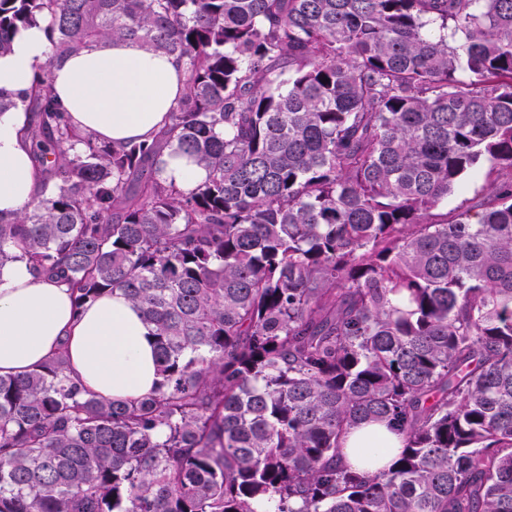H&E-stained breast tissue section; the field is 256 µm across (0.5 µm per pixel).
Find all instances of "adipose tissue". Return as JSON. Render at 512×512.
<instances>
[{
	"label": "adipose tissue",
	"instance_id": "adipose-tissue-1",
	"mask_svg": "<svg viewBox=\"0 0 512 512\" xmlns=\"http://www.w3.org/2000/svg\"><path fill=\"white\" fill-rule=\"evenodd\" d=\"M49 46L45 25L20 29L10 52L0 55V90H28ZM51 77L72 124L108 142L152 137L187 91L174 57L133 41L93 43L59 61ZM26 122L20 108L0 114V211L7 214L39 191L40 173L23 139ZM62 346L71 373L102 397L135 399L154 386L151 328L123 295H105L77 313L64 282L36 278L24 260L1 268L0 376L26 373ZM400 445L386 424L365 422L348 433L342 460L375 471Z\"/></svg>",
	"mask_w": 512,
	"mask_h": 512
}]
</instances>
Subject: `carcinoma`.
<instances>
[{
  "label": "carcinoma",
  "mask_w": 512,
  "mask_h": 512,
  "mask_svg": "<svg viewBox=\"0 0 512 512\" xmlns=\"http://www.w3.org/2000/svg\"><path fill=\"white\" fill-rule=\"evenodd\" d=\"M39 22L54 56L0 114L43 189L0 212V269L124 295L158 381L100 397L62 346L0 376V512H512V0H0V55ZM125 39L187 92L116 145L51 68ZM368 421L401 440L374 473L338 462ZM168 150L163 159L162 177L166 181H174L182 189L188 190L206 177L205 170L195 166L184 157ZM465 186L464 192H454L448 195L444 210H442L443 213L457 209L467 197L486 192L489 188V181L483 176L482 170H479L476 175H471L466 179Z\"/></svg>",
  "instance_id": "obj_1"
}]
</instances>
